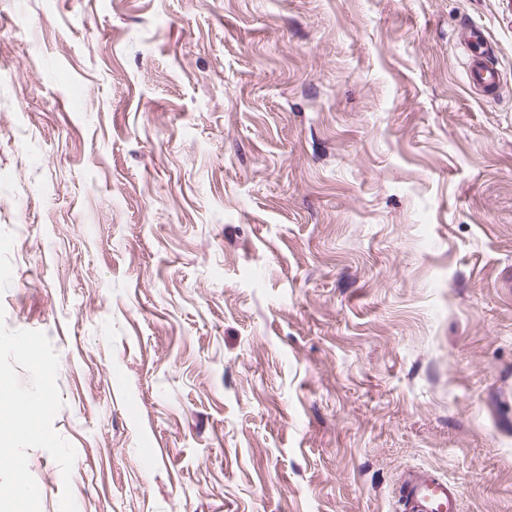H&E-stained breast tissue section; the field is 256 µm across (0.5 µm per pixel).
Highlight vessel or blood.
<instances>
[{
    "label": "vessel or blood",
    "instance_id": "b4317fda",
    "mask_svg": "<svg viewBox=\"0 0 512 512\" xmlns=\"http://www.w3.org/2000/svg\"><path fill=\"white\" fill-rule=\"evenodd\" d=\"M458 39L468 50L466 74L470 84L486 92L495 90L499 73L480 32L466 26L459 31ZM398 509L399 512H461L460 494L455 485L432 470L413 467L401 475Z\"/></svg>",
    "mask_w": 512,
    "mask_h": 512
}]
</instances>
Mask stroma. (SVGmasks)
Masks as SVG:
<instances>
[{"mask_svg":"<svg viewBox=\"0 0 512 512\" xmlns=\"http://www.w3.org/2000/svg\"><path fill=\"white\" fill-rule=\"evenodd\" d=\"M0 305L78 512H512V0H0ZM458 39L468 49L466 74L470 84L486 92L495 90L499 85V73L490 61L491 52L480 32L472 26H465L459 31ZM397 502L400 512H461L456 486L423 467L403 471Z\"/></svg>","mask_w":512,"mask_h":512,"instance_id":"obj_1","label":"stroma"}]
</instances>
